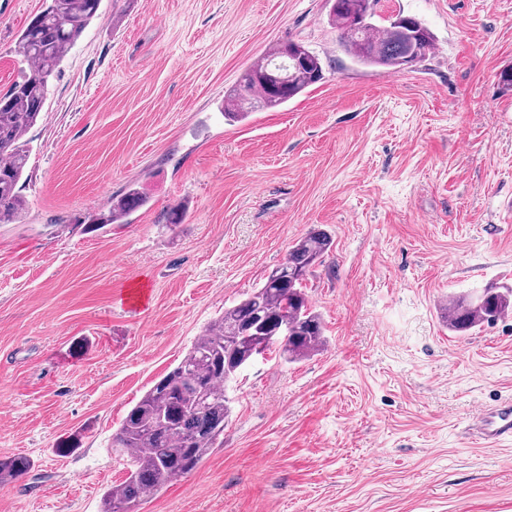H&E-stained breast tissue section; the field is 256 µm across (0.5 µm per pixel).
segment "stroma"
Masks as SVG:
<instances>
[{
    "instance_id": "1",
    "label": "stroma",
    "mask_w": 512,
    "mask_h": 512,
    "mask_svg": "<svg viewBox=\"0 0 512 512\" xmlns=\"http://www.w3.org/2000/svg\"><path fill=\"white\" fill-rule=\"evenodd\" d=\"M42 7L0 0V94ZM376 12L418 18L433 49L355 64L327 0H102L27 132L26 210L0 224V457L34 463L0 483L10 512H100L127 411L314 229L333 241L308 282L326 345L245 367L222 444L137 512H512V445L470 428L512 398V315L459 335L440 309L512 283V0ZM290 39L324 79L225 119ZM132 182L145 207L86 223Z\"/></svg>"
}]
</instances>
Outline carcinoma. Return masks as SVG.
<instances>
[{
    "label": "carcinoma",
    "instance_id": "cac0c4a2",
    "mask_svg": "<svg viewBox=\"0 0 512 512\" xmlns=\"http://www.w3.org/2000/svg\"><path fill=\"white\" fill-rule=\"evenodd\" d=\"M340 46L367 66L404 69L433 48L434 37L415 17L401 14L381 27L379 0H330ZM101 0H44L22 32L18 53L29 72L0 96V224H13L26 210L19 182L29 160L28 130L45 112L49 82L68 50L97 17ZM323 79L318 54L293 40L277 44L224 95V116L242 119L256 108L275 109ZM147 204L135 184L93 224H122ZM332 246L312 230L289 247L284 261L247 298L224 309L180 362L155 382L128 411L113 446L128 458V476L105 494L103 512H135L162 487L192 472L218 445L231 412V383L250 360L274 345L289 363L308 359L326 343L324 327L307 294L308 275ZM448 330L465 334L512 313V285L491 282L474 295L452 298L443 308ZM32 470L23 456L0 458V483Z\"/></svg>",
    "mask_w": 512,
    "mask_h": 512
}]
</instances>
